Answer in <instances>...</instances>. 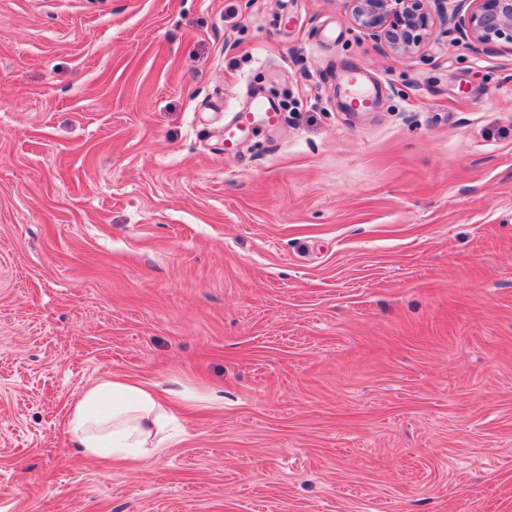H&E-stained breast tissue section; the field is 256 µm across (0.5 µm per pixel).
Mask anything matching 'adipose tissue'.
<instances>
[{"instance_id":"adipose-tissue-1","label":"adipose tissue","mask_w":512,"mask_h":512,"mask_svg":"<svg viewBox=\"0 0 512 512\" xmlns=\"http://www.w3.org/2000/svg\"><path fill=\"white\" fill-rule=\"evenodd\" d=\"M171 420L168 403L149 385L115 376L81 392L67 428L84 453L107 449L113 456L143 461L169 448Z\"/></svg>"}]
</instances>
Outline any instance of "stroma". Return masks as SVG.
I'll use <instances>...</instances> for the list:
<instances>
[{
  "instance_id": "35a3bbf8",
  "label": "stroma",
  "mask_w": 512,
  "mask_h": 512,
  "mask_svg": "<svg viewBox=\"0 0 512 512\" xmlns=\"http://www.w3.org/2000/svg\"><path fill=\"white\" fill-rule=\"evenodd\" d=\"M115 375L185 393L160 456L68 433ZM0 512H512V44L0 0ZM256 118L273 126L278 120V112L269 100L253 97L248 112L240 113L233 124L224 128V144L228 151H240L246 132Z\"/></svg>"
}]
</instances>
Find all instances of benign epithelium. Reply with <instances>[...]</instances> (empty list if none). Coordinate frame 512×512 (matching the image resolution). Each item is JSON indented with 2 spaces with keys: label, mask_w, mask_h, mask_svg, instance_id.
I'll use <instances>...</instances> for the list:
<instances>
[{
  "label": "benign epithelium",
  "mask_w": 512,
  "mask_h": 512,
  "mask_svg": "<svg viewBox=\"0 0 512 512\" xmlns=\"http://www.w3.org/2000/svg\"><path fill=\"white\" fill-rule=\"evenodd\" d=\"M354 25L369 32L389 50L404 56L420 51L437 21L478 46L499 40L512 43V0H469L466 16H448V0H351Z\"/></svg>",
  "instance_id": "benign-epithelium-1"
}]
</instances>
